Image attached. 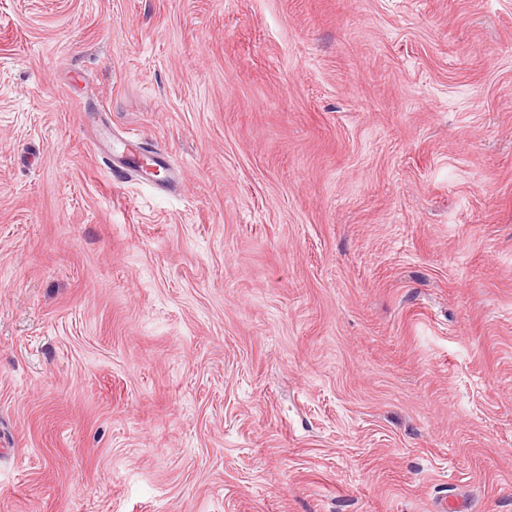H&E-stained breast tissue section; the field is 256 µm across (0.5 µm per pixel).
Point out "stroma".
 <instances>
[{
    "instance_id": "1",
    "label": "stroma",
    "mask_w": 512,
    "mask_h": 512,
    "mask_svg": "<svg viewBox=\"0 0 512 512\" xmlns=\"http://www.w3.org/2000/svg\"><path fill=\"white\" fill-rule=\"evenodd\" d=\"M444 499L512 512V0H0V512Z\"/></svg>"
}]
</instances>
